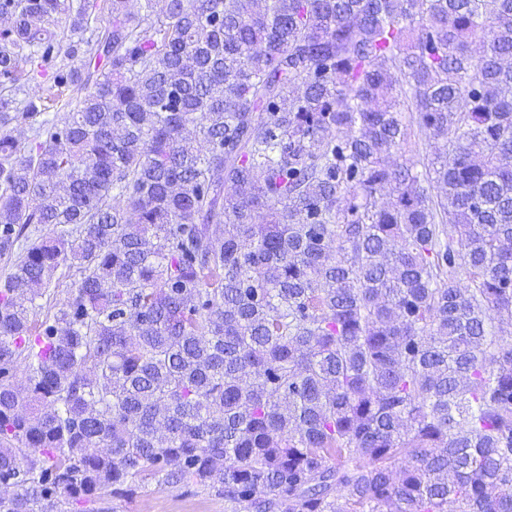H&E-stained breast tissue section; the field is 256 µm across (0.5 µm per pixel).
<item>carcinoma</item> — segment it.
I'll use <instances>...</instances> for the list:
<instances>
[{
  "mask_svg": "<svg viewBox=\"0 0 512 512\" xmlns=\"http://www.w3.org/2000/svg\"><path fill=\"white\" fill-rule=\"evenodd\" d=\"M126 3L0 0V512H512V0ZM74 270L69 268V263H62L55 271L52 279V288H55V293L51 306L56 302H62L69 296L76 279L75 275H73L75 273ZM62 510L71 512H228L224 496L208 487L188 486L158 487L154 481L145 484L133 497H106L104 500L80 505L62 504Z\"/></svg>",
  "mask_w": 512,
  "mask_h": 512,
  "instance_id": "cac0c4a2",
  "label": "carcinoma"
}]
</instances>
